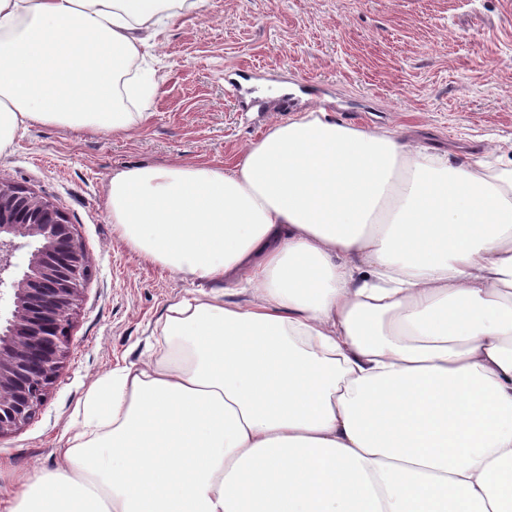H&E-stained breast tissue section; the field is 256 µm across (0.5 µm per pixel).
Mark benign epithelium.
Returning a JSON list of instances; mask_svg holds the SVG:
<instances>
[{
	"label": "benign epithelium",
	"mask_w": 512,
	"mask_h": 512,
	"mask_svg": "<svg viewBox=\"0 0 512 512\" xmlns=\"http://www.w3.org/2000/svg\"><path fill=\"white\" fill-rule=\"evenodd\" d=\"M29 249L16 275V253ZM90 265L73 225L52 202L0 182V438L27 423L57 377L69 343V316Z\"/></svg>",
	"instance_id": "benign-epithelium-1"
}]
</instances>
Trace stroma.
I'll return each mask as SVG.
<instances>
[{"label":"stroma","mask_w":512,"mask_h":512,"mask_svg":"<svg viewBox=\"0 0 512 512\" xmlns=\"http://www.w3.org/2000/svg\"><path fill=\"white\" fill-rule=\"evenodd\" d=\"M147 60L151 118L128 136L36 125L0 153V182L63 211L91 268L57 378L32 419L0 438L2 486L56 471L91 382L147 361L168 307L212 288L118 238L105 206L113 169L229 164L275 116L320 108L456 149L459 164L512 150V0H206L152 40Z\"/></svg>","instance_id":"obj_1"}]
</instances>
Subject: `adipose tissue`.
Masks as SVG:
<instances>
[{
    "label": "adipose tissue",
    "mask_w": 512,
    "mask_h": 512,
    "mask_svg": "<svg viewBox=\"0 0 512 512\" xmlns=\"http://www.w3.org/2000/svg\"><path fill=\"white\" fill-rule=\"evenodd\" d=\"M203 2L0 0V153L31 125L146 123L155 87L127 72ZM106 208L215 288L91 383L61 467L5 512H512V160L321 110L231 166L114 169Z\"/></svg>",
    "instance_id": "obj_1"
}]
</instances>
